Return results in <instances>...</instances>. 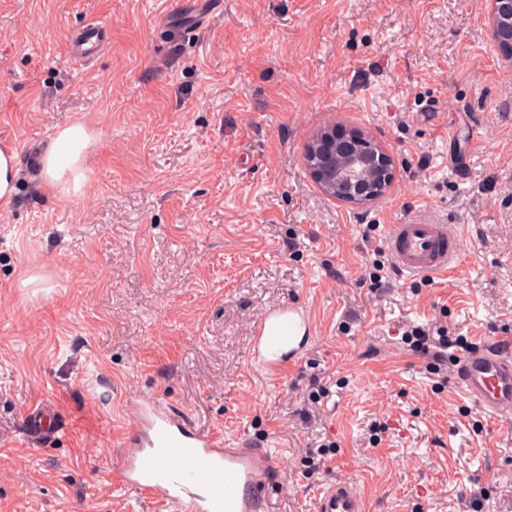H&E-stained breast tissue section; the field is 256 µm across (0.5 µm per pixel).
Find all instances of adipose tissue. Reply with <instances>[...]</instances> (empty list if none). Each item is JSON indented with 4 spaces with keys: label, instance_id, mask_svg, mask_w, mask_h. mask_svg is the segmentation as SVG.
Wrapping results in <instances>:
<instances>
[{
    "label": "adipose tissue",
    "instance_id": "adipose-tissue-1",
    "mask_svg": "<svg viewBox=\"0 0 512 512\" xmlns=\"http://www.w3.org/2000/svg\"><path fill=\"white\" fill-rule=\"evenodd\" d=\"M97 137V130L83 121L56 128L37 158V176L48 192L66 197L82 192L86 157Z\"/></svg>",
    "mask_w": 512,
    "mask_h": 512
}]
</instances>
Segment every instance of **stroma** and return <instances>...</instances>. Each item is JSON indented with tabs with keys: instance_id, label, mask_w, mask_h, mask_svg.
<instances>
[{
	"instance_id": "1",
	"label": "stroma",
	"mask_w": 512,
	"mask_h": 512,
	"mask_svg": "<svg viewBox=\"0 0 512 512\" xmlns=\"http://www.w3.org/2000/svg\"><path fill=\"white\" fill-rule=\"evenodd\" d=\"M77 120L100 142L61 197L32 160ZM332 125L389 151L387 196L318 189L304 154ZM1 143L22 176L0 210V512H174L110 476L149 394L269 449L270 512H314L336 477L367 512H512V419L406 335L512 336V67L481 0H0ZM415 220L459 225L447 275L383 253ZM288 302L315 333L274 384L252 332ZM41 401L58 432L35 445ZM44 408V405L37 404L31 407L24 417L26 430L29 432L27 434L29 439H41L51 432L52 420L50 419V413Z\"/></svg>"
}]
</instances>
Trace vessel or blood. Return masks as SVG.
I'll return each mask as SVG.
<instances>
[{"label":"vessel or blood","instance_id":"1","mask_svg":"<svg viewBox=\"0 0 512 512\" xmlns=\"http://www.w3.org/2000/svg\"><path fill=\"white\" fill-rule=\"evenodd\" d=\"M459 238L448 224H392L384 246L395 268L409 275H442L458 254ZM312 340L306 306L291 302L265 311L254 327L249 362L276 383L303 358ZM453 379L463 396L485 414L512 417V339L496 336L459 354ZM29 439L47 436L51 419L43 405L25 417ZM277 468L268 449L228 448L222 438L195 429L157 398L136 405L114 484L176 512H269L267 491ZM316 512H366L354 480L336 478L320 489Z\"/></svg>","mask_w":512,"mask_h":512}]
</instances>
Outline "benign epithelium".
<instances>
[{"instance_id":"1","label":"benign epithelium","mask_w":512,"mask_h":512,"mask_svg":"<svg viewBox=\"0 0 512 512\" xmlns=\"http://www.w3.org/2000/svg\"><path fill=\"white\" fill-rule=\"evenodd\" d=\"M492 44L512 63V0H485ZM305 162L311 178L326 195L355 205L385 197L396 180L392 156L361 132L328 128L309 144Z\"/></svg>"}]
</instances>
